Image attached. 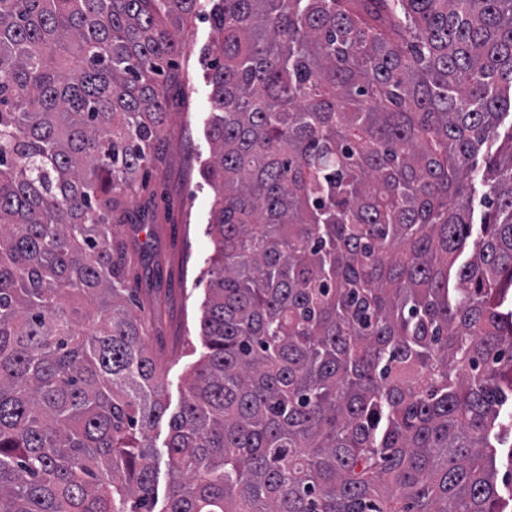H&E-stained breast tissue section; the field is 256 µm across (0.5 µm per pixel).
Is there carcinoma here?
I'll use <instances>...</instances> for the list:
<instances>
[{
	"instance_id": "cac0c4a2",
	"label": "carcinoma",
	"mask_w": 512,
	"mask_h": 512,
	"mask_svg": "<svg viewBox=\"0 0 512 512\" xmlns=\"http://www.w3.org/2000/svg\"><path fill=\"white\" fill-rule=\"evenodd\" d=\"M198 5L0 0V512H155L166 415L161 512H509L512 0H211L204 352L169 415L112 211ZM486 152L483 150L477 158V172L475 180L473 181V192L471 197V209L473 212V222L478 224L484 213L487 211V203L485 193L487 188L480 182V174L485 165ZM168 420L163 418L156 427L149 433L150 439L156 448V482H155V498L157 500L155 511H160L166 504V496L169 486V475L167 465V448L165 442L168 436Z\"/></svg>"
}]
</instances>
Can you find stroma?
<instances>
[{"label":"stroma","mask_w":512,"mask_h":512,"mask_svg":"<svg viewBox=\"0 0 512 512\" xmlns=\"http://www.w3.org/2000/svg\"><path fill=\"white\" fill-rule=\"evenodd\" d=\"M217 38L205 18L190 21L177 60L178 84L154 160L135 196L112 214L128 245L137 312L164 372L165 397L178 409L185 378L198 360L197 325L211 253L206 224L214 192L202 175L213 151L205 135L211 112L203 51Z\"/></svg>","instance_id":"stroma-1"}]
</instances>
